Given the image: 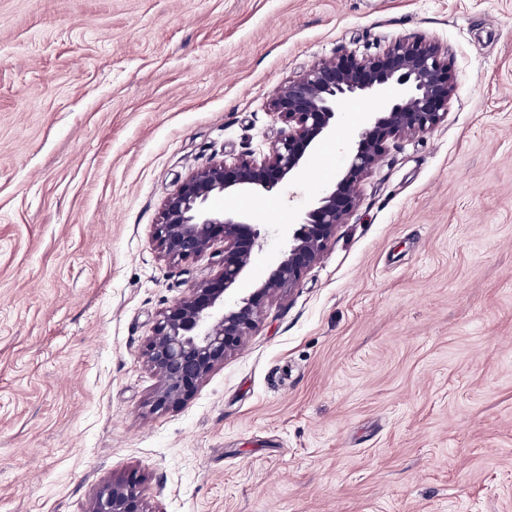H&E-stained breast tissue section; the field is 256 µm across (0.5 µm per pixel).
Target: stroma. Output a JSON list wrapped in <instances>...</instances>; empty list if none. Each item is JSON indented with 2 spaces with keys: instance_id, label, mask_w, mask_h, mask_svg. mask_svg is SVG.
I'll return each mask as SVG.
<instances>
[{
  "instance_id": "1",
  "label": "stroma",
  "mask_w": 512,
  "mask_h": 512,
  "mask_svg": "<svg viewBox=\"0 0 512 512\" xmlns=\"http://www.w3.org/2000/svg\"><path fill=\"white\" fill-rule=\"evenodd\" d=\"M422 38L455 94L388 139L299 283L186 400L143 351L220 270L170 263L165 200L288 131L311 65ZM357 98L300 175L213 200L281 258L346 167ZM512 512V0H0V512ZM89 512H147L133 480H116L103 486L90 504Z\"/></svg>"
}]
</instances>
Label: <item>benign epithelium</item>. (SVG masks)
<instances>
[{
  "label": "benign epithelium",
  "instance_id": "obj_1",
  "mask_svg": "<svg viewBox=\"0 0 512 512\" xmlns=\"http://www.w3.org/2000/svg\"><path fill=\"white\" fill-rule=\"evenodd\" d=\"M454 84L439 48L422 40H399L383 53L311 65L288 81L272 102L291 126L261 160L214 164L183 180L164 203L154 236L174 263L224 243L215 278L189 289L156 322L144 357L160 378L155 407L189 398L209 374L238 348L254 327L263 302L291 289L321 257L337 225L355 207L354 188L372 169L385 141L396 135L431 131L448 109ZM360 95L381 100L380 111L359 124L347 144V168L302 222L283 229L282 259L248 296L232 303L238 284L261 246L262 230L239 214L212 210L210 201L234 191L270 192L295 179L316 145L336 131L347 102ZM89 512H147L133 480L103 486Z\"/></svg>",
  "mask_w": 512,
  "mask_h": 512
}]
</instances>
